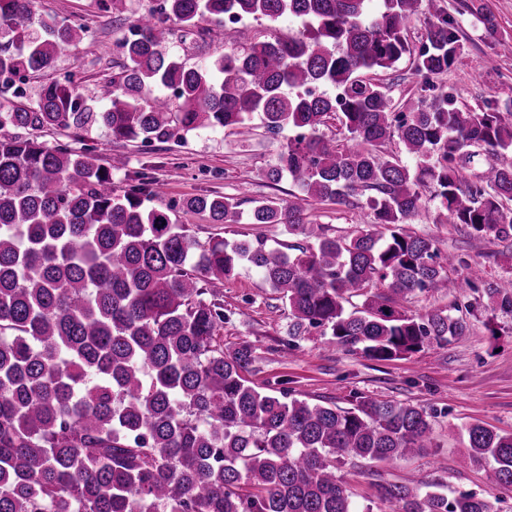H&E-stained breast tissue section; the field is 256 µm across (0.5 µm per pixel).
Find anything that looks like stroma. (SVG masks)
Masks as SVG:
<instances>
[{"mask_svg": "<svg viewBox=\"0 0 512 512\" xmlns=\"http://www.w3.org/2000/svg\"><path fill=\"white\" fill-rule=\"evenodd\" d=\"M444 5L466 50L467 64L435 76V84L450 91L461 108H479L512 96V0H444ZM34 10L40 17L61 24L82 23L90 29L91 39L64 51L52 76L59 79L77 72L84 96H91L96 85L115 72L112 60L118 54L119 33L111 14L100 10L97 0H34ZM483 12L495 17L497 37L486 33L479 19ZM489 59L494 62L490 69L485 66ZM37 138L50 145L92 148L106 165L113 157H125L126 168L113 175L116 191L125 190L129 175L148 173L158 186L155 205L174 208L178 222L200 243L216 238L261 240L267 247L278 248L289 241L279 224H216L208 214L181 207L186 198L215 193L246 202L287 198L293 190L290 181L274 185L263 176L275 164L284 141L283 136L270 135L264 128H256L246 140L227 131L202 129L180 143L115 142L97 127L46 129ZM422 198L423 208L407 224V231L434 240L441 254L464 257L470 276L494 281L512 275L511 243L476 239L460 225L437 222V201L427 190ZM309 212L314 223L328 226L337 236L352 234L372 221L369 210L327 202L311 203ZM214 291L233 313L221 332L224 347L230 350L244 341L252 345L255 361L248 378L255 384L281 381L291 396L341 407L349 406L359 393L426 409L435 448L394 467L349 464L342 468L341 475L358 505L381 512L377 498L381 483L409 482L422 487L439 482L448 494L472 491L490 501L496 512H512V488L488 485L483 464L467 468L459 464L471 424L512 432V314L485 311L477 291L457 296L417 295L408 303V313L457 310L468 315L469 331L444 348L431 346L407 359L376 361L329 343L316 330L296 350H289L288 310L249 267L239 268Z\"/></svg>", "mask_w": 512, "mask_h": 512, "instance_id": "stroma-1", "label": "stroma"}]
</instances>
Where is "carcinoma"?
Returning <instances> with one entry per match:
<instances>
[{"label": "carcinoma", "instance_id": "obj_1", "mask_svg": "<svg viewBox=\"0 0 512 512\" xmlns=\"http://www.w3.org/2000/svg\"><path fill=\"white\" fill-rule=\"evenodd\" d=\"M32 0H0L1 85L48 72L88 30L38 19ZM423 13L424 41L406 22ZM301 21L297 34L238 45L190 65L168 52L181 32L245 18ZM118 40L120 72L83 98L74 74L40 86L36 99L0 105V512H370L354 506L337 475L348 462L396 465L433 447L427 412L358 394L355 403H310L245 377L250 343L224 351L230 314L207 298L248 265L288 308V345L320 328L378 361L444 348L470 328L449 310L407 312L421 293L482 290L492 311L512 314V277L478 283L439 261L432 240L403 224L422 207L477 237L512 240V160L473 177L480 154L512 150V102L459 108L431 83L466 65L442 0H162ZM412 59L432 92L398 111L377 75ZM340 91V96L328 89ZM290 132L272 184L300 195L257 201L187 198L182 207L218 224H281L304 245L212 239L200 245L170 207L149 202L154 181L136 172L122 194L85 147L47 146L28 133L99 125L114 141L179 140L198 129ZM337 125L341 139L320 128ZM398 138L411 169L380 147ZM365 207L375 223L351 237L308 220L309 200ZM365 297L361 305L350 303ZM464 458L485 463L491 483L512 486V432L475 424ZM389 512H492L473 492L450 498L391 482Z\"/></svg>", "mask_w": 512, "mask_h": 512}]
</instances>
